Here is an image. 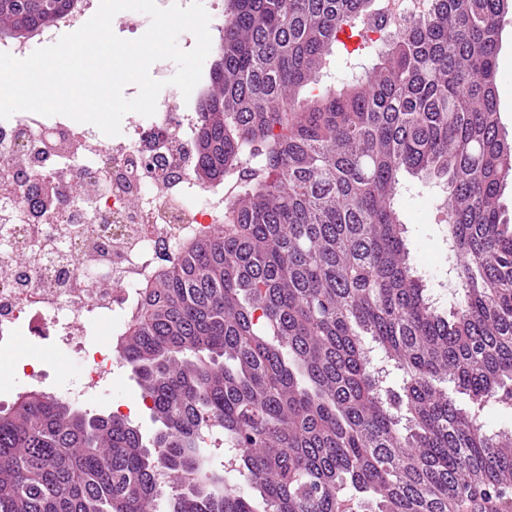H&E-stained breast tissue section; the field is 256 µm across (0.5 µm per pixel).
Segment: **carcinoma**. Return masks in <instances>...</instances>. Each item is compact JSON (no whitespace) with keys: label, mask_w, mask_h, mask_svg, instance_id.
<instances>
[{"label":"carcinoma","mask_w":512,"mask_h":512,"mask_svg":"<svg viewBox=\"0 0 512 512\" xmlns=\"http://www.w3.org/2000/svg\"><path fill=\"white\" fill-rule=\"evenodd\" d=\"M380 0H224L195 176L224 223L137 287L118 358L159 428L42 392L0 410V512H455L512 502V139L495 74L512 0H427L323 82ZM53 23L0 0V36ZM446 192L455 300L414 275L404 174ZM224 435L223 470L211 439ZM232 473L249 488L226 480Z\"/></svg>","instance_id":"cac0c4a2"}]
</instances>
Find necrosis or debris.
<instances>
[{
    "instance_id": "1",
    "label": "necrosis or debris",
    "mask_w": 512,
    "mask_h": 512,
    "mask_svg": "<svg viewBox=\"0 0 512 512\" xmlns=\"http://www.w3.org/2000/svg\"><path fill=\"white\" fill-rule=\"evenodd\" d=\"M95 0L0 51L31 54L79 28ZM165 87L154 116L133 114L105 143L67 117L0 121V347L19 328L77 351L86 386L112 375V336L140 281L179 239L224 221V189L195 177L197 109ZM84 186L81 200L63 203Z\"/></svg>"
}]
</instances>
